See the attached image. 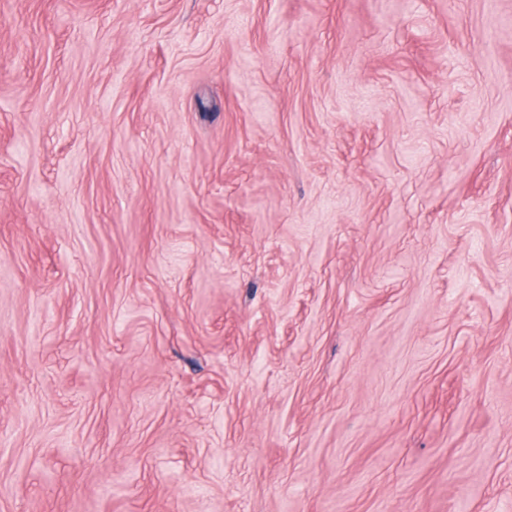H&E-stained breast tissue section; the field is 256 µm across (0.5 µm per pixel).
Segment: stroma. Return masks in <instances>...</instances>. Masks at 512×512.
I'll use <instances>...</instances> for the list:
<instances>
[{
  "instance_id": "1",
  "label": "stroma",
  "mask_w": 512,
  "mask_h": 512,
  "mask_svg": "<svg viewBox=\"0 0 512 512\" xmlns=\"http://www.w3.org/2000/svg\"><path fill=\"white\" fill-rule=\"evenodd\" d=\"M512 512V0H0V512Z\"/></svg>"
}]
</instances>
